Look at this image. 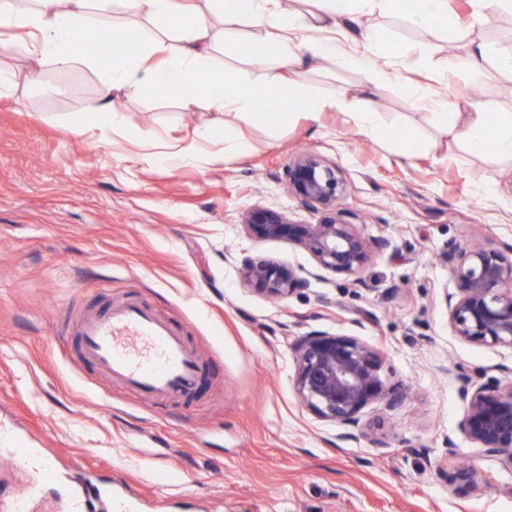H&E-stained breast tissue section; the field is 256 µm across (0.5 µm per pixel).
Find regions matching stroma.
<instances>
[{
    "instance_id": "stroma-1",
    "label": "stroma",
    "mask_w": 512,
    "mask_h": 512,
    "mask_svg": "<svg viewBox=\"0 0 512 512\" xmlns=\"http://www.w3.org/2000/svg\"><path fill=\"white\" fill-rule=\"evenodd\" d=\"M473 0H448L425 32L401 10L362 12L345 0L335 36L365 51L368 31L400 49L390 79L314 53L303 34L297 77L346 108L301 105L287 123L248 114L187 110L182 97L144 88L121 92L107 125L88 114L103 74L37 62L0 41V512L34 487L29 512H66L63 486L39 482L37 462L69 476L122 480L143 512H512V468L459 430L470 376L512 367V348L455 335L446 295L457 292L452 248L512 243V166L444 137L448 113L512 112V72L496 59L512 49V12L488 8L472 25ZM214 65L240 93L263 74L244 51L263 28L225 24ZM483 47L480 67L469 66ZM463 65L448 73L445 58ZM39 70V83L27 76ZM445 98L447 113L428 107ZM367 102L384 135L363 133L352 111ZM85 126L70 133L72 118ZM206 128L205 159L144 162L164 142ZM243 148L222 157L225 139ZM318 153L346 182L343 208L366 237L384 240L352 276L320 268L301 247L255 241L242 215L260 204L313 224L318 215L288 194V166ZM491 185L495 200L480 187ZM295 269L308 285L284 299L246 288L255 254ZM133 298L179 326L208 361L207 385L177 401L146 402L76 356L77 312ZM312 331L355 336L383 355V374L404 395L361 417L364 435L343 429L300 400L294 345ZM35 460L16 466L10 451ZM474 469L475 491L446 477L449 452Z\"/></svg>"
}]
</instances>
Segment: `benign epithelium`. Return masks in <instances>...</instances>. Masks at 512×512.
<instances>
[{"mask_svg":"<svg viewBox=\"0 0 512 512\" xmlns=\"http://www.w3.org/2000/svg\"><path fill=\"white\" fill-rule=\"evenodd\" d=\"M288 193L317 212L315 224H301L269 206L255 205L243 216L245 233L255 240H279L308 252L318 266L357 274L374 248L358 228L357 214L340 206L346 186L342 174L321 155L298 154L288 166ZM458 295L446 300L448 323L463 340L512 348V245H473L448 253ZM243 283L271 298H285L307 287L291 267L256 254L243 262ZM296 389L317 416L339 424L345 440L363 436L361 414L375 403L396 406L402 394L382 376L379 351L354 336L310 332L295 345ZM503 378L477 383L463 379L459 388L466 412L460 431L484 451L512 467V368ZM448 482L461 490L476 487L472 468L454 464Z\"/></svg>","mask_w":512,"mask_h":512,"instance_id":"benign-epithelium-1","label":"benign epithelium"}]
</instances>
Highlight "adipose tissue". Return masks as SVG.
Listing matches in <instances>:
<instances>
[{
	"instance_id": "ef3b65f1",
	"label": "adipose tissue",
	"mask_w": 512,
	"mask_h": 512,
	"mask_svg": "<svg viewBox=\"0 0 512 512\" xmlns=\"http://www.w3.org/2000/svg\"><path fill=\"white\" fill-rule=\"evenodd\" d=\"M134 13L149 21L165 18L175 22L173 38L150 39L148 47L122 54L111 49L88 57L78 44L81 28L112 23L113 0H0V29L24 32L29 52L36 59L67 69L81 63L101 68L104 81L99 96L88 104L91 113L106 111L113 95L139 86L145 76H165L183 84L193 78L196 91L186 97L185 108L236 114L252 113L256 97L284 88L292 101L324 110L345 107L342 99H325L310 85L288 79L299 63L297 20L273 9L274 0H122ZM248 18L265 31L264 42L274 49V63L263 73L250 94L227 91L216 96L209 91L213 52L227 36L215 27L214 18ZM444 134L475 153L492 152L512 160V113L489 112L482 105L446 125Z\"/></svg>"
}]
</instances>
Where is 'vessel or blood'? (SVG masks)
<instances>
[{"label":"vessel or blood","mask_w":512,"mask_h":512,"mask_svg":"<svg viewBox=\"0 0 512 512\" xmlns=\"http://www.w3.org/2000/svg\"><path fill=\"white\" fill-rule=\"evenodd\" d=\"M74 333L83 361L146 401L190 397L208 375L207 363L173 325L138 301L91 308L76 321ZM103 501L112 512H142L121 482L95 479L69 488L66 509L96 512Z\"/></svg>","instance_id":"vessel-or-blood-1"}]
</instances>
